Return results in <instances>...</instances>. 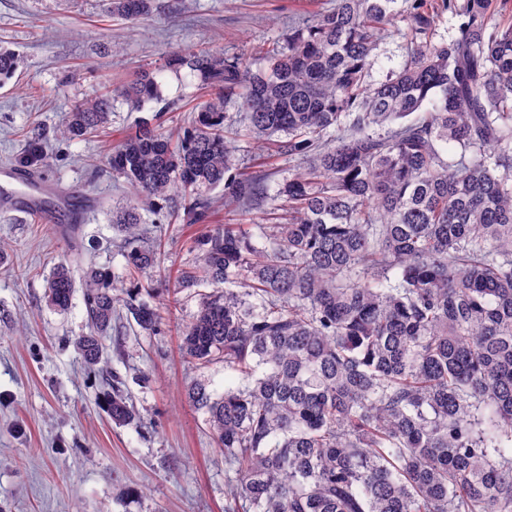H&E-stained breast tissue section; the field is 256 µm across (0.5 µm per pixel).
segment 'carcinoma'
Returning <instances> with one entry per match:
<instances>
[{"label": "carcinoma", "mask_w": 512, "mask_h": 512, "mask_svg": "<svg viewBox=\"0 0 512 512\" xmlns=\"http://www.w3.org/2000/svg\"><path fill=\"white\" fill-rule=\"evenodd\" d=\"M335 0L253 65L209 50L174 53L206 90L185 126L144 119L105 163L135 202L112 223L131 275L157 262L134 245L142 207L169 222L207 224L263 214L258 248L228 221L193 241L179 288L202 285L182 331L183 354L224 363L238 384L202 380L186 396L234 477L227 512H512V16L490 0ZM160 0H110L141 21ZM457 35L434 41L438 11ZM405 24L403 66L369 81L377 41ZM17 56L0 48V87ZM161 71L121 97L159 100ZM236 100L268 156L305 162L270 194L238 172L224 129ZM112 95L85 97L61 122L64 139L104 128ZM105 269L82 281L90 333L75 341L104 372L99 333L125 309L153 331L158 309L113 293ZM72 269L57 264L46 301L71 305ZM112 422L138 419L115 390Z\"/></svg>", "instance_id": "cac0c4a2"}]
</instances>
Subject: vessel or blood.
<instances>
[{
    "instance_id": "vessel-or-blood-1",
    "label": "vessel or blood",
    "mask_w": 512,
    "mask_h": 512,
    "mask_svg": "<svg viewBox=\"0 0 512 512\" xmlns=\"http://www.w3.org/2000/svg\"><path fill=\"white\" fill-rule=\"evenodd\" d=\"M94 204L91 196L59 192L49 180L32 178L10 165H0L2 209L28 214L43 212L57 227L65 228L86 220Z\"/></svg>"
}]
</instances>
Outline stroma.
Segmentation results:
<instances>
[{
	"instance_id": "stroma-1",
	"label": "stroma",
	"mask_w": 512,
	"mask_h": 512,
	"mask_svg": "<svg viewBox=\"0 0 512 512\" xmlns=\"http://www.w3.org/2000/svg\"><path fill=\"white\" fill-rule=\"evenodd\" d=\"M108 0H0V47L19 66L0 87V163L22 166L30 152L27 131L53 146L35 164L63 187L103 198L112 207L133 201L108 169L94 168L112 134L134 131L143 118L160 129L186 125L201 97L197 82L163 71L175 52L206 48L250 59L255 47L303 27L314 6L331 0H192L188 11L145 23L113 17ZM121 52H113V43ZM162 69V102L131 108L115 99L112 131L63 140L56 127L75 101L130 83L145 69ZM225 129L239 167L258 163L260 145L246 129L236 101L225 107ZM144 244L157 248L156 265L117 280L116 291L149 289L160 308L156 331L124 320L103 339L104 356L139 423L118 426L105 402L112 388L82 364L75 339L88 332L82 291L67 311L44 299L46 279L63 260L122 270L125 260L111 217L93 211L76 244L53 225L26 215H0V504L6 512H224L233 472L209 433L204 415L186 397L187 386L208 382L223 393L235 373L202 367L180 350V331L199 298L175 292L177 269L194 262L197 224H172L146 213ZM176 306H168L171 295Z\"/></svg>"
}]
</instances>
